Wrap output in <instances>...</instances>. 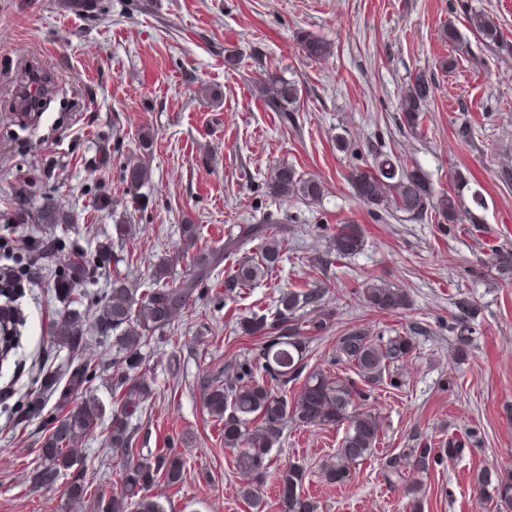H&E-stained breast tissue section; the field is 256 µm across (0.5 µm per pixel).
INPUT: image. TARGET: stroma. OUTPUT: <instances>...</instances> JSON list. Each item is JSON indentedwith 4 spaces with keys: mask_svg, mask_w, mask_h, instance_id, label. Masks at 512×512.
Listing matches in <instances>:
<instances>
[{
    "mask_svg": "<svg viewBox=\"0 0 512 512\" xmlns=\"http://www.w3.org/2000/svg\"><path fill=\"white\" fill-rule=\"evenodd\" d=\"M94 13L74 0H0V212H13L19 187L28 190V217L0 221V237L17 241L0 250V269L18 276L25 315L13 363L0 370V386L16 397L51 347L49 326L57 306L53 269L33 263L21 245L47 232L93 252L114 236L118 223L135 225L133 239L115 246V269L130 287L146 293L159 259L177 257L174 277L189 271L181 227L197 225L199 242L218 247L240 224L284 227L287 251L267 277L232 297L224 295V271L211 277L209 296L180 321L143 346L154 395L134 423L144 449L173 443L185 460L178 490L158 486L166 512H280L274 473L262 486L260 506L240 490L249 477L238 470L203 406L198 376L221 374L229 358L250 351L242 317L274 312L286 289L330 283L328 329L308 341L307 371L353 377L337 363L336 338L347 327L373 335L426 326L405 360L403 384L380 385L366 403L383 428L374 456L353 469L347 483H327L323 465L335 455L344 425L287 427L271 452L276 468L304 470L300 492L314 512H409V489L421 487L422 512H483L475 479L484 469L512 479V281L490 268L492 248L512 249V0H95ZM485 12L501 29L508 51H494L474 36L467 13ZM455 26L459 43L443 35ZM313 31L334 54L315 63L300 53L296 37ZM234 54L238 68L225 67ZM50 74L57 92L39 121L19 119L13 101L29 65ZM272 71L297 81L301 100L294 119L266 111L253 79ZM432 83L430 120L423 131L397 129L401 97L415 76ZM472 128L460 139V124ZM155 135L148 157L152 177L143 188L153 200L135 211L121 167L139 152L142 129ZM366 151L381 141L408 158L434 193L453 190L455 169L469 170L465 207L475 223L449 232L447 225L405 216L376 220L355 198L347 174L352 155L337 138ZM111 158L100 164L103 147ZM293 165L320 179L319 204L282 201L265 194L274 167ZM113 206L99 208V191ZM480 192L483 207L471 194ZM51 198L69 214L66 224H38L35 213ZM341 224L359 225L364 245L351 257L326 252L327 237ZM377 278L404 290L408 308L377 312L358 293ZM473 303L474 342L467 358L454 353L448 318L459 300ZM477 433L453 464L426 474L384 481L380 460L402 452L413 439L437 443ZM44 429L40 421L15 423L0 411V512H62V484L33 490ZM86 480L93 492L118 494L117 463L107 426L82 443Z\"/></svg>",
    "mask_w": 512,
    "mask_h": 512,
    "instance_id": "35a3bbf8",
    "label": "stroma"
}]
</instances>
